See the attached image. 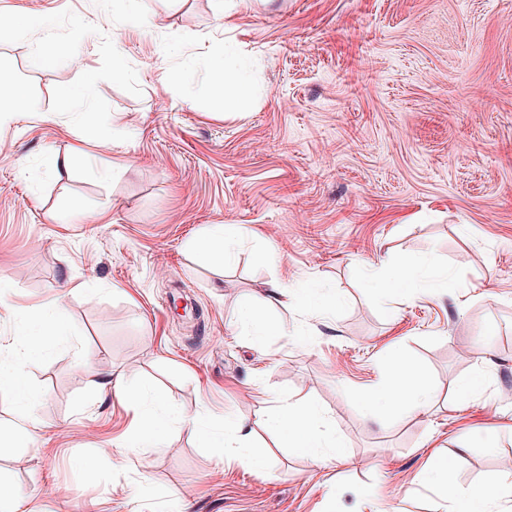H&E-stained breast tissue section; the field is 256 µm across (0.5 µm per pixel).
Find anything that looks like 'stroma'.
Listing matches in <instances>:
<instances>
[{
	"label": "stroma",
	"mask_w": 512,
	"mask_h": 512,
	"mask_svg": "<svg viewBox=\"0 0 512 512\" xmlns=\"http://www.w3.org/2000/svg\"><path fill=\"white\" fill-rule=\"evenodd\" d=\"M0 0V360L38 393L26 415L0 393V487L24 512H452L449 490L489 486L512 512V0ZM67 53L54 67L36 53ZM242 59L225 102L214 60ZM93 80L90 108L61 86ZM79 154L78 165L57 162ZM233 224L230 261L188 248ZM445 270L392 299L385 261ZM337 307L264 305L256 342L239 312L272 286ZM56 298L67 331L18 343ZM403 354L428 411L377 416L366 394ZM483 390L458 402L461 381ZM156 389L162 450L136 463V409L94 374ZM302 402L343 454L286 447L267 411ZM237 417L265 470L209 446ZM447 481L420 473L448 454Z\"/></svg>",
	"instance_id": "stroma-1"
}]
</instances>
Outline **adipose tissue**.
Wrapping results in <instances>:
<instances>
[{
  "instance_id": "adipose-tissue-1",
  "label": "adipose tissue",
  "mask_w": 512,
  "mask_h": 512,
  "mask_svg": "<svg viewBox=\"0 0 512 512\" xmlns=\"http://www.w3.org/2000/svg\"><path fill=\"white\" fill-rule=\"evenodd\" d=\"M237 230L231 224H214L205 229L192 243L195 256L205 262H221L228 257L230 246L235 242ZM63 321L54 301H46L29 314L21 331L20 340L26 350L38 352L45 348L47 332H62ZM391 376L376 392L380 409L388 414L404 412L413 414L429 407L432 392L418 381L402 355H394ZM115 392L128 402L137 405L142 427L136 441L137 447L160 451L162 434L167 425V414L150 387L116 384ZM267 426L282 433L286 445L301 448L316 457L339 458L340 451L330 441L325 430L327 420L314 406L290 404L268 415Z\"/></svg>"
}]
</instances>
